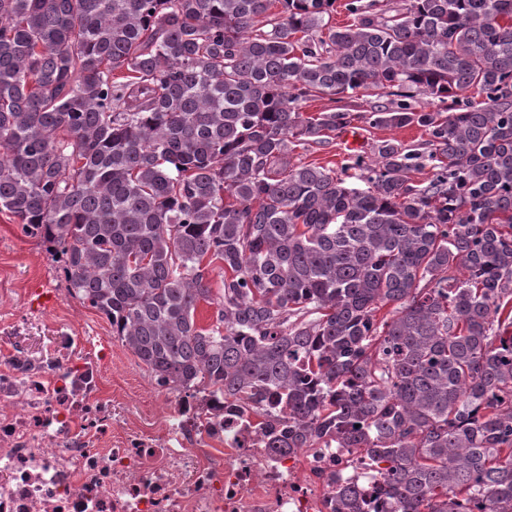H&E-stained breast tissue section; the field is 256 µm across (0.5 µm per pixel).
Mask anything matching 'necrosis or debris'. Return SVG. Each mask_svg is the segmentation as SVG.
<instances>
[{
  "mask_svg": "<svg viewBox=\"0 0 512 512\" xmlns=\"http://www.w3.org/2000/svg\"><path fill=\"white\" fill-rule=\"evenodd\" d=\"M79 342L0 338V512H330L337 486L375 485L350 449L270 448L206 392L166 391L161 431L118 422Z\"/></svg>",
  "mask_w": 512,
  "mask_h": 512,
  "instance_id": "necrosis-or-debris-1",
  "label": "necrosis or debris"
}]
</instances>
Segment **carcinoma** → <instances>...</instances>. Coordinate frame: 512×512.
I'll use <instances>...</instances> for the list:
<instances>
[{"mask_svg":"<svg viewBox=\"0 0 512 512\" xmlns=\"http://www.w3.org/2000/svg\"><path fill=\"white\" fill-rule=\"evenodd\" d=\"M336 2L0 0V211L170 389L362 450L392 512H512V0ZM357 118L425 151L291 162Z\"/></svg>","mask_w":512,"mask_h":512,"instance_id":"obj_1","label":"carcinoma"}]
</instances>
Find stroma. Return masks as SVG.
Returning a JSON list of instances; mask_svg holds the SVG:
<instances>
[{
	"mask_svg": "<svg viewBox=\"0 0 512 512\" xmlns=\"http://www.w3.org/2000/svg\"><path fill=\"white\" fill-rule=\"evenodd\" d=\"M390 139L414 147L424 143L426 134L414 124L373 128L358 119L348 130L333 133L324 142L297 146L291 157L296 164L337 167L358 154L372 164L378 159V145ZM64 287L59 269L41 241L25 234L10 214L0 212V291L10 292L7 307L20 306L28 288L42 289L50 299L43 315L27 326V334L49 337L65 324L77 335L88 337L95 349L104 353L102 369L112 378V408L117 419L141 417L159 425L165 401L150 388L151 371L113 336L110 323L99 312L82 302L60 299L58 292Z\"/></svg>",
	"mask_w": 512,
	"mask_h": 512,
	"instance_id": "35a3bbf8",
	"label": "stroma"
}]
</instances>
